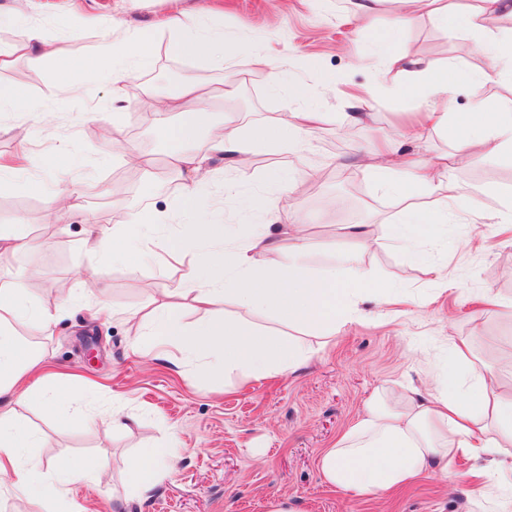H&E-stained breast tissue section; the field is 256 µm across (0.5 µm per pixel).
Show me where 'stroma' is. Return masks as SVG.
Instances as JSON below:
<instances>
[{
	"mask_svg": "<svg viewBox=\"0 0 512 512\" xmlns=\"http://www.w3.org/2000/svg\"><path fill=\"white\" fill-rule=\"evenodd\" d=\"M113 3L30 0L20 20L17 0H0V46L20 40L34 25L65 54L82 58L99 39L103 21L116 16L133 31L172 7L170 0H129L126 12L116 15ZM179 6L188 24L223 32L233 41L239 65L221 70L180 55L169 34H160L151 66L131 88L120 117H113L106 87L89 71L76 72L79 93L64 106L56 101L51 63L22 58L0 71V82L24 86L41 111L37 118H0V156L27 151L23 172L0 185V226L24 222L41 246L43 276L30 296L37 305L55 306L56 280L77 282L90 267L97 268L100 283L95 293L75 290L63 319L53 332L39 335V343L58 374L95 385L94 412L108 416L119 406L134 418L130 429L103 432L52 421L35 398L18 405V417L44 438L43 456L96 460L112 481L73 486L62 500L29 503L6 494L0 496V512H269L275 502L285 503L288 512H512V454L478 482L464 480L475 462L462 457L447 482L430 474L407 489L371 497L329 488L318 465L321 452L375 399L392 407L401 386L420 388L447 378L456 343L467 342L471 359L491 368L512 355V321L474 302L488 291L512 299V235L487 221L512 195V161L476 160L472 151L457 149L435 131L415 144L400 138L401 128L415 119L413 100L389 92L400 75L357 62L354 55L357 41L372 40L400 11V0H376L366 28L350 13L348 0H180ZM477 41L425 13L403 37L412 56L468 71L488 64ZM253 51L286 62L288 83L316 96L328 117L302 155L258 147L244 189L264 187L278 173L292 178L295 191L284 197L274 221L305 218L311 248L304 264L311 274L327 270L337 248L351 245L348 225H367L383 244L360 250L373 284L358 303V319L336 335L317 336L266 312L246 313L247 321L309 351L306 361L269 380H248L236 369L196 378L179 348H167L160 358L135 350L136 323L89 314L100 297L116 310L133 311L147 305L153 291L179 295L192 254L161 266L115 264L82 251L79 243L89 222L108 231L129 223L136 212L178 208L181 182L170 175L166 159L170 130L183 115L162 111L170 85L155 77L156 69L177 71L183 82L243 80L234 100L189 103V110L209 112L211 125L228 120L246 131L296 108L290 94L270 92L265 72L248 69L245 60ZM350 95L366 98L368 125L344 121ZM111 137L118 148H133L150 159L155 181L144 179L132 157L104 158ZM383 137L398 152L447 154L448 176L466 194L463 208L447 223L429 227L411 249L387 243L399 205L378 188L363 160ZM63 142L74 143L85 174L82 208L65 216L43 201L45 192L61 184L57 147ZM385 291L403 295V303H376ZM146 445L173 446L179 455L174 476L143 494L127 487L125 476Z\"/></svg>",
	"mask_w": 512,
	"mask_h": 512,
	"instance_id": "35a3bbf8",
	"label": "stroma"
}]
</instances>
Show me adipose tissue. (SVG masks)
<instances>
[{
	"label": "adipose tissue",
	"instance_id": "1",
	"mask_svg": "<svg viewBox=\"0 0 512 512\" xmlns=\"http://www.w3.org/2000/svg\"><path fill=\"white\" fill-rule=\"evenodd\" d=\"M401 2L402 10L375 41V56L379 63L407 74V82L395 94L415 100L421 110L419 123L405 128L402 138L416 143L432 129L484 159L512 158V99L492 104L480 99L471 111L455 113L450 97L454 85L448 80L447 69L410 57L402 46L403 35L416 14L425 12L438 23L450 22L479 35L489 65L469 73V80L488 84L512 76V38L499 37L492 28L499 16L512 15V0H478L474 10L462 13L440 0ZM165 31L173 35V48L182 55L218 68L235 63L233 47L223 35L188 28L178 8L135 32L106 28L89 69L108 85L113 112L124 108L130 88L150 63L148 36ZM19 57L45 62L60 59L61 54L38 29L31 28L23 39L0 47V69L10 67ZM296 96L301 103L298 111L282 113L248 134L228 125L213 129L200 156L186 152L185 146L196 140L206 115L185 112L171 132L168 164L183 180L176 217L187 225V235L163 233L164 224L173 217L170 214L137 212L130 223L113 228L111 236H100L92 229L82 239L85 251L115 260L130 257L134 244L146 241L162 256L182 253L187 243L195 244L193 272L181 295L201 311L200 321L193 328H185L178 302L171 294L162 293L132 314L142 327L137 347L160 352L175 345L201 373L241 367L248 377L262 379L304 362L308 353L244 321L241 311H271L281 321L308 326L321 336L354 321L359 290L368 284L357 252L337 251L334 264L314 276L303 265L308 245L301 219L253 225L251 238L244 244L228 236L224 225L212 221L216 201L206 189L210 181L207 158L220 157L228 167L240 171L260 145H285L290 151L301 152L312 129L324 122L327 114L321 102L307 92L297 91ZM371 168L384 193L403 203L390 229L393 244L411 246L424 226L447 223L449 212L461 208L465 201L447 177L446 159L431 161L404 152L372 161ZM416 192L432 198L433 208L410 204L409 198ZM281 256L287 257V265L271 270V263ZM221 303L236 307V314L216 313ZM62 311L59 305H35L27 283L18 281L0 289V488L29 502L66 497L74 484L101 476L99 466L90 459L76 463L36 457L35 450L42 445L40 436L15 417L16 405L37 394L50 416L89 427L99 424L97 418L79 408L80 403L94 397L90 386L77 380L46 385L28 381L45 360L32 337L49 330ZM401 401L397 409L369 406L336 445L322 453L319 469L330 486L352 495H376L404 487L425 473L447 474L456 456L492 461L512 447V389L504 388L498 370L472 361L466 346L455 348L448 382L435 395L425 397L411 390L402 394ZM174 454L168 447L141 449L138 463L127 476L129 484L149 492L163 478L172 476L170 460Z\"/></svg>",
	"mask_w": 512,
	"mask_h": 512
}]
</instances>
